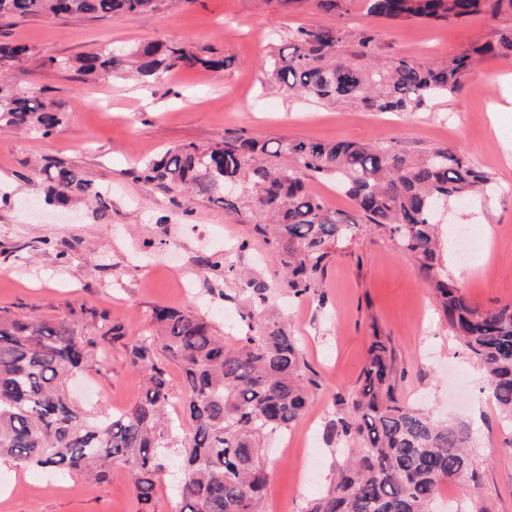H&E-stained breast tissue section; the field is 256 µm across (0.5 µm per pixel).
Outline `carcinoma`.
Masks as SVG:
<instances>
[{
  "label": "carcinoma",
  "mask_w": 512,
  "mask_h": 512,
  "mask_svg": "<svg viewBox=\"0 0 512 512\" xmlns=\"http://www.w3.org/2000/svg\"><path fill=\"white\" fill-rule=\"evenodd\" d=\"M163 0H0L2 17L86 15L114 19L159 8ZM346 0H314L316 10L344 16ZM367 13L389 23L432 25L512 12V0H365ZM341 24L299 26L287 51L267 57L269 83L291 95L369 112H416L433 98L463 87L474 55L512 56V27L496 44L457 53L446 63L415 57L374 61V31L358 34L346 49ZM29 50L0 42V75L19 69ZM206 46L167 40L134 51L105 47L74 58L47 56L42 65L93 78L133 73L144 84L177 67L220 69L225 61ZM66 120L63 103L33 98L0 83V130L43 137ZM313 172L331 177L353 202L363 223L329 209L305 185ZM54 199L74 193L101 199L79 171L61 163L43 168ZM141 178L169 191L201 196L238 216L256 219L253 232L287 274L295 298L316 292L336 246L362 229L387 236L414 260L432 288L441 315L461 347L486 377L485 392L501 419L512 424V304L483 309L445 274L441 225L433 212L444 203L492 191L490 176L464 152L440 147L415 156L395 145L354 141H282L226 136L210 145L170 147L140 170ZM256 300L259 327L247 325L242 345L230 348L204 315L156 305L153 331L131 336L107 311L67 306L46 319L0 308V458L19 468L84 473L97 481L111 466L128 468L140 512H154L167 450L179 445L186 473L175 490L179 512H265L268 475L265 441L280 437L306 413L312 389L297 339L270 313L267 285L245 282ZM120 345L143 374L141 395L122 413L95 417L69 392L73 378L97 364L105 345ZM183 374V412L190 433L178 438L171 417L167 364ZM336 418L326 435L336 438L342 463L336 480L310 500L305 512H433L443 484L477 488L481 476L469 448L471 426L435 420L398 393L396 358L388 337L374 334L362 383L350 396L334 395Z\"/></svg>",
  "instance_id": "cac0c4a2"
}]
</instances>
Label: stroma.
<instances>
[{"label":"stroma","instance_id":"obj_1","mask_svg":"<svg viewBox=\"0 0 512 512\" xmlns=\"http://www.w3.org/2000/svg\"><path fill=\"white\" fill-rule=\"evenodd\" d=\"M364 0H349L344 17L304 5L288 12L261 0H166L157 10L118 20L87 16L0 20V40L29 49L15 84L65 102L63 127L49 137L0 133V307L60 318L71 302L108 311L132 334L150 331L153 305L194 309L236 345L253 313L242 280L227 279L211 262L236 263L244 278L265 281L270 304L297 336L320 383L305 419L291 429L292 446L269 442L267 512H302L336 476V448L323 440L334 393L358 387L373 334L390 337L399 394L438 418L471 424L472 455L481 475L477 489L452 484L459 512H512V426L485 398L482 373L441 318L414 262L381 236L361 232L332 255L317 295L294 299L279 265L243 218L200 197H188L138 177L163 149L209 144L227 135L263 140H352L392 144L420 154L460 149L491 177V201L454 211L455 225L489 237L484 258L452 260L448 273L482 308L512 303V59L476 57L461 94L401 114L311 103L263 85L264 58L283 48L297 26L343 23L350 36L377 34L378 57L443 61L495 41L512 15L462 23H387L365 17ZM157 39L211 47L226 57L221 71L176 68L145 86L123 74L83 82L74 72L43 66V57H73L102 46L135 48ZM62 162L93 186L103 201L80 197L50 202L42 166ZM68 245L67 258L43 249L42 240ZM249 241L239 251L241 241ZM142 376L122 346L107 347L99 367L73 380L82 408L100 416L130 409ZM315 450L304 474L302 449ZM132 480L120 465L107 481L83 473L19 469L0 462V512H139Z\"/></svg>","mask_w":512,"mask_h":512}]
</instances>
